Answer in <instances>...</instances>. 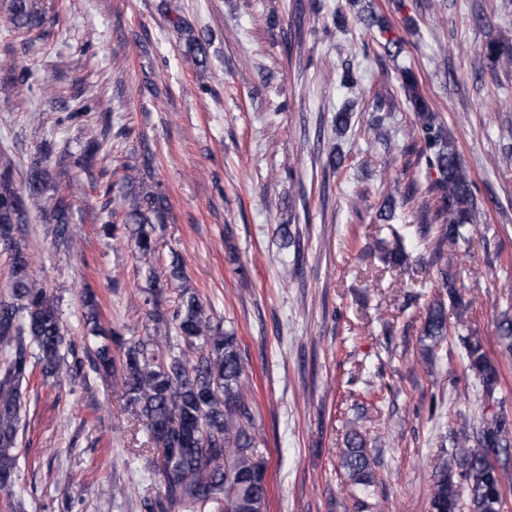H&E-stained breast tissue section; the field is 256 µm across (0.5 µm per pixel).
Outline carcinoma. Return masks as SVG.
Wrapping results in <instances>:
<instances>
[{
  "label": "carcinoma",
  "mask_w": 512,
  "mask_h": 512,
  "mask_svg": "<svg viewBox=\"0 0 512 512\" xmlns=\"http://www.w3.org/2000/svg\"><path fill=\"white\" fill-rule=\"evenodd\" d=\"M0 13L21 32L42 31L47 13L37 0H0ZM480 56L492 67L512 65V52L497 41L487 43ZM406 99L415 114L417 138L404 155L426 161L437 172L424 185L408 182L403 196L407 204L420 200L414 213L419 238L432 248L441 264L442 287L453 296L450 275L457 255L447 252L448 242L478 239L473 181L442 125L419 91L414 72L402 70ZM99 150L95 131L76 152L62 159L69 166L88 171ZM45 145L26 172L25 188L14 185L11 162L0 160V249L9 254V296L0 300V345L6 349L0 361V492L11 495L17 479L18 435L26 395L24 382L39 370L45 379L77 382L91 368L112 377L125 397L132 417L134 436L145 435L134 455L142 457L160 480L163 490L143 502L145 512H264L267 501L265 466L255 454L258 437L250 391L244 385L246 367L237 337L222 330L199 295L190 287L183 261L173 254L165 280L155 275L156 225L165 223L169 201L161 186L143 177L115 169L105 190L127 187L126 217L121 224L105 221L102 234L131 246L136 258L147 265L149 287L143 290L142 307L148 335L127 338L118 329L105 327L97 313L96 294L84 292L87 309L84 343L67 335L59 301L32 274L37 256L29 249L27 226L32 216L52 225L55 240L70 249L75 245L72 211L65 192L59 189L52 159ZM395 245L385 250L384 260L401 269L409 266L403 237L392 230ZM175 295L169 311L161 310L158 296ZM448 307L442 297L426 307L422 335L438 344L448 336ZM498 343L512 355V314L503 313L496 323ZM467 370L487 394L500 382L496 365L480 342L466 344ZM451 452L441 451L432 460L430 512H459L466 496L469 512H500L505 488L512 474V421L500 414L484 422L479 431L463 417L450 429ZM340 450L341 467L354 485L373 482L367 441L352 423ZM237 449L229 465L224 452ZM504 456L494 463L487 449Z\"/></svg>",
  "instance_id": "cac0c4a2"
}]
</instances>
